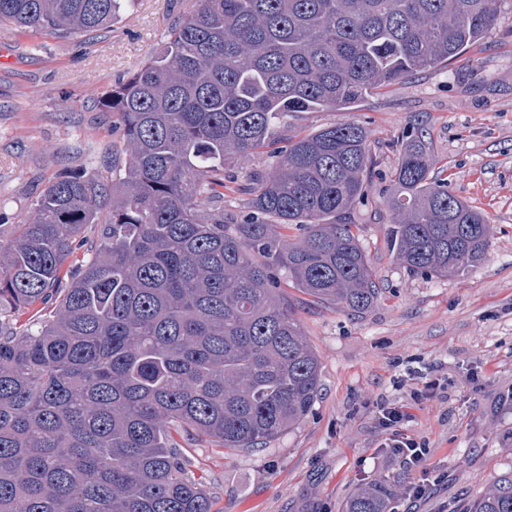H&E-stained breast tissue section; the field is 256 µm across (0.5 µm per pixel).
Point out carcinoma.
Returning <instances> with one entry per match:
<instances>
[{
    "label": "carcinoma",
    "mask_w": 512,
    "mask_h": 512,
    "mask_svg": "<svg viewBox=\"0 0 512 512\" xmlns=\"http://www.w3.org/2000/svg\"><path fill=\"white\" fill-rule=\"evenodd\" d=\"M134 0H0V23L69 36ZM501 0H194L161 51L99 101L126 156L62 173L0 228V512H211L170 430L256 448L302 421L320 361L283 279L363 314L381 296L350 210L368 197L370 131L288 134L445 63L499 22ZM266 152L242 210L230 164ZM423 131L402 142L388 199L394 259L458 278L490 243ZM295 229L296 235L286 234ZM43 305L40 319L17 315ZM400 485L358 484L343 512H396ZM464 512H512V473Z\"/></svg>",
    "instance_id": "carcinoma-1"
}]
</instances>
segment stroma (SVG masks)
Returning <instances> with one entry per match:
<instances>
[{
    "instance_id": "obj_1",
    "label": "stroma",
    "mask_w": 512,
    "mask_h": 512,
    "mask_svg": "<svg viewBox=\"0 0 512 512\" xmlns=\"http://www.w3.org/2000/svg\"><path fill=\"white\" fill-rule=\"evenodd\" d=\"M193 0H136L112 27L81 37L0 26V222L26 223L63 172H93L115 141L101 97L157 54ZM346 121L372 134L373 188L356 204L358 226L383 291L351 315L307 303L283 283L321 365L312 411L259 448L228 450L181 433L177 440L212 512H341L357 484L418 478L385 444L380 404H406L403 433L444 473L398 512H461L512 470V0L476 46L343 112H300L291 132ZM424 130L448 166L451 191L490 224L485 262L460 278H424L394 262L387 245L403 135Z\"/></svg>"
}]
</instances>
